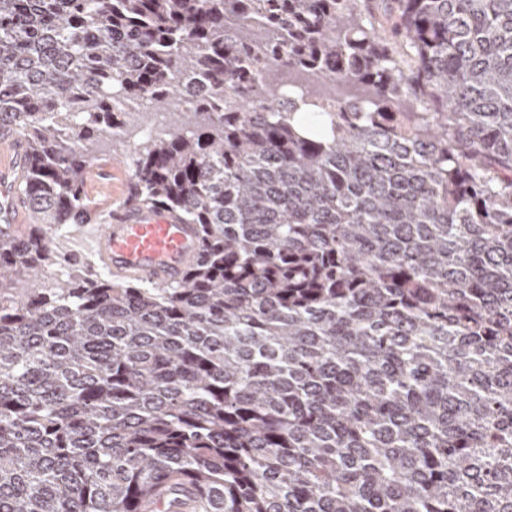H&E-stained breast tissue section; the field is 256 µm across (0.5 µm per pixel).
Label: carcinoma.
<instances>
[{
    "label": "carcinoma",
    "mask_w": 512,
    "mask_h": 512,
    "mask_svg": "<svg viewBox=\"0 0 512 512\" xmlns=\"http://www.w3.org/2000/svg\"><path fill=\"white\" fill-rule=\"evenodd\" d=\"M1 127L0 512H512V0H0ZM105 142L181 281L45 282ZM20 153V143L16 137L0 135V232L14 231L26 224V207L17 195L13 180L15 162Z\"/></svg>",
    "instance_id": "1"
}]
</instances>
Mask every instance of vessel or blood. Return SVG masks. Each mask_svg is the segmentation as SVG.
I'll return each mask as SVG.
<instances>
[{"mask_svg":"<svg viewBox=\"0 0 512 512\" xmlns=\"http://www.w3.org/2000/svg\"><path fill=\"white\" fill-rule=\"evenodd\" d=\"M18 139L0 136V232L16 230L27 218L12 182L19 157ZM94 255L112 273L156 284L177 282L199 252L195 225L156 209L126 204L112 208L101 232L92 238Z\"/></svg>","mask_w":512,"mask_h":512,"instance_id":"vessel-or-blood-1","label":"vessel or blood"}]
</instances>
